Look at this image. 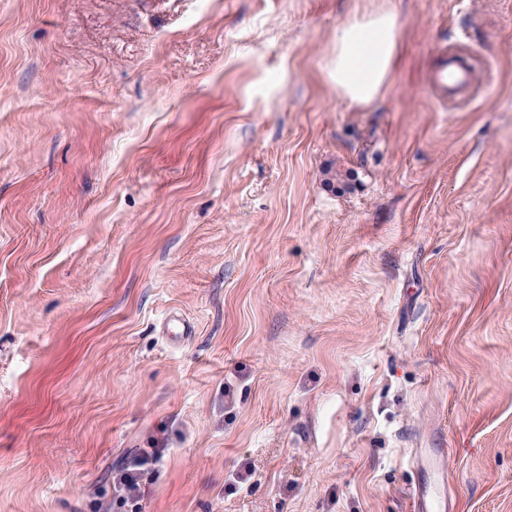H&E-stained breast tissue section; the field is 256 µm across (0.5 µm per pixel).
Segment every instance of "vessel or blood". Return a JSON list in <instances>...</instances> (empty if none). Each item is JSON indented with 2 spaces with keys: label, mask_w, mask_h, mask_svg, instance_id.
Masks as SVG:
<instances>
[{
  "label": "vessel or blood",
  "mask_w": 512,
  "mask_h": 512,
  "mask_svg": "<svg viewBox=\"0 0 512 512\" xmlns=\"http://www.w3.org/2000/svg\"><path fill=\"white\" fill-rule=\"evenodd\" d=\"M466 30H459L452 43H436L432 48L433 65L427 77V89L443 111L468 106L479 93L478 74L483 62L472 52Z\"/></svg>",
  "instance_id": "obj_1"
}]
</instances>
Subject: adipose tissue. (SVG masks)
Instances as JSON below:
<instances>
[{"mask_svg": "<svg viewBox=\"0 0 512 512\" xmlns=\"http://www.w3.org/2000/svg\"><path fill=\"white\" fill-rule=\"evenodd\" d=\"M398 48L397 13L389 5H380L338 27L325 62L326 74L343 99L370 103L381 95Z\"/></svg>", "mask_w": 512, "mask_h": 512, "instance_id": "1", "label": "adipose tissue"}]
</instances>
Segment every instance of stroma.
I'll return each instance as SVG.
<instances>
[{"instance_id":"obj_1","label":"stroma","mask_w":512,"mask_h":512,"mask_svg":"<svg viewBox=\"0 0 512 512\" xmlns=\"http://www.w3.org/2000/svg\"><path fill=\"white\" fill-rule=\"evenodd\" d=\"M383 3L355 105L325 61ZM459 26L491 77L444 112ZM149 448L134 511L112 475ZM420 487L512 512V0H0V512ZM399 48L397 12L382 4L354 16L336 30L325 71L336 92L354 104L382 93Z\"/></svg>"}]
</instances>
